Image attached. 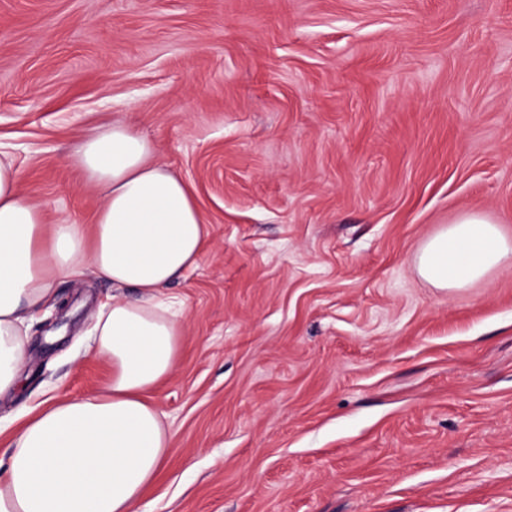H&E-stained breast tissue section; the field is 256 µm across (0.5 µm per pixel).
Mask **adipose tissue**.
Segmentation results:
<instances>
[{"instance_id": "adipose-tissue-1", "label": "adipose tissue", "mask_w": 512, "mask_h": 512, "mask_svg": "<svg viewBox=\"0 0 512 512\" xmlns=\"http://www.w3.org/2000/svg\"><path fill=\"white\" fill-rule=\"evenodd\" d=\"M101 199L91 225L44 221L0 149V395L21 382L28 331L65 279L94 276L134 299L101 305L92 349L111 367L105 389L51 395L17 431L0 478V512H137L171 446L164 413L146 394L174 370L184 303L168 293L195 267L208 229L189 186L121 119L84 134L69 158ZM417 269L460 289L512 263V238L470 213L426 241Z\"/></svg>"}]
</instances>
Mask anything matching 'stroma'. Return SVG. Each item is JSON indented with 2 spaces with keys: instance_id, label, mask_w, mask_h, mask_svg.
<instances>
[{
  "instance_id": "1",
  "label": "stroma",
  "mask_w": 512,
  "mask_h": 512,
  "mask_svg": "<svg viewBox=\"0 0 512 512\" xmlns=\"http://www.w3.org/2000/svg\"><path fill=\"white\" fill-rule=\"evenodd\" d=\"M114 118L209 231L139 512H512V265L415 262L465 214L512 237V0H0V144L47 223H93L67 157ZM118 293L57 285L1 418L106 386Z\"/></svg>"
}]
</instances>
